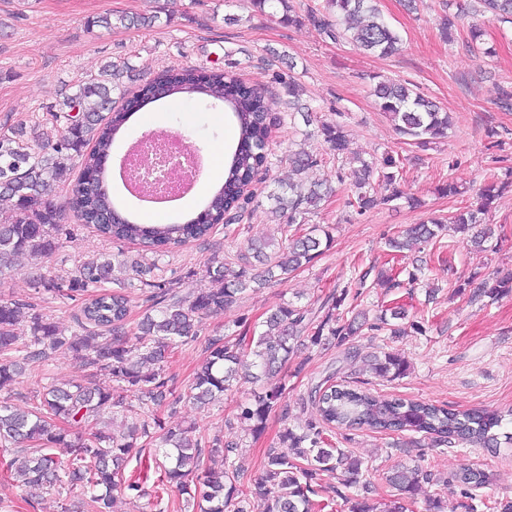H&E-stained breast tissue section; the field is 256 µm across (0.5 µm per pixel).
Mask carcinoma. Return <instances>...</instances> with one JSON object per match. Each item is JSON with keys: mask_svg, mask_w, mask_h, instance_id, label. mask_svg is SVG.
I'll use <instances>...</instances> for the list:
<instances>
[{"mask_svg": "<svg viewBox=\"0 0 512 512\" xmlns=\"http://www.w3.org/2000/svg\"><path fill=\"white\" fill-rule=\"evenodd\" d=\"M260 13L271 10L288 25L307 17L324 38L347 42L356 50L378 56L400 51L401 36L379 10L376 0H326L322 9L307 8L300 14L290 0H250ZM485 11L512 24V0H476ZM151 17L103 15L92 19L91 26L110 28L117 22L124 26H149ZM125 67L112 62L99 76L78 86L66 96L67 111L79 108V116L59 130L53 143H43L31 151L24 141L23 128L0 135V197L11 201L10 214L0 219V276L16 269L23 256L49 257L57 249L56 232L61 213L48 200V190L66 174V161L81 159V181L71 199V209L85 224L103 238L132 243L140 252H119L108 257H92L81 263L69 280H55L42 275L31 279L34 289L59 299L84 297L74 326L64 330L52 319L34 312V304L22 299L0 298V391L9 390L25 374L30 359L50 360L64 351L82 365L93 369L86 380L65 386L50 383L33 396L26 409L15 407L11 399H0V445L32 446L5 463L7 473L24 487L51 486L65 475L69 481L84 483L94 512H113L115 490L145 491L124 479V463L136 442L150 437L148 417L161 407L178 412L182 403L206 408L223 399L224 392L240 381L265 386L236 405L235 419L250 427L258 436L269 415L280 411L288 417V406L281 405L285 389L276 382L288 360L303 349L324 346L332 341L343 346L363 325L372 330L388 328L390 335L405 334L400 321L406 319L402 307L381 312L369 324L346 318L340 312L348 290L332 292L316 315L298 301L281 303L259 325L240 319L229 334L219 330L208 336L206 356L184 393L167 399L170 377L164 363L179 347L197 340L201 319L219 317L250 288L284 276L311 263L329 246V230L314 225L306 227L309 216L317 213L323 199L333 193L330 183L308 188L288 182L279 192L270 194L271 213L286 223L277 225L276 236L252 239L247 253L237 261L205 266L207 288H197L185 295L175 291V283L163 276L159 262L174 250L207 237L215 225L228 228L240 220L244 207L255 200L252 185L256 177L271 168L269 149V107L264 94L240 81L234 73L222 69L210 72L205 81L198 70L183 67L165 74L164 81L175 93L201 94L224 103V111L234 117L239 139L224 166V189L218 190L206 207L211 222L192 219L183 224H139L122 219L112 221V198L100 182L106 180L103 160L112 151V143L130 117L124 110H112V90L123 87ZM372 95L380 111L394 122L396 130L418 144L447 137L451 124L448 113L424 97L411 84L382 78L374 84ZM320 133L339 165L336 180L344 182L343 170L349 168L354 181L349 187L345 206L363 215L378 204L400 197L397 187L402 178L403 158L391 152L379 162H368L350 154L349 141L342 122H324ZM289 165L295 173L319 165L320 159L305 151L292 154ZM379 178L392 188L381 199L372 193V180ZM496 184L480 192V204L452 218L455 231L469 237V242L483 246L490 237L487 230H477L484 223L496 197ZM446 228L444 221L433 218L411 226L403 238L393 237L388 246L401 253L419 243H428ZM115 286L112 291L101 284ZM129 288H148V312L137 325L140 347H127L126 325L130 314ZM475 297L496 298L512 291V281L486 278L476 286ZM28 328L30 342L19 344L20 327ZM363 361L369 371L382 378H398L409 370L408 362L395 353L367 355ZM309 400L317 416L295 428H286L280 446L268 449L264 470L247 489L238 485L235 456L239 445L215 437L203 440L191 426L171 427L158 437L157 451L165 458L161 482L187 495L199 512H318L320 510L316 476L321 471L341 473L340 484L352 487L363 461L344 448H329L325 433L330 428L375 433L413 432L438 440L448 446L468 443L481 448L500 445L494 429L503 425L505 416L484 409L458 411L445 405L411 401L397 397L375 396L370 392L336 380L327 387L311 389ZM106 414L124 419L119 431L103 421ZM67 454L62 459L58 451ZM220 454L224 470L215 472L205 466V457ZM430 479L427 471L414 466H399L389 482L409 497L418 493ZM466 488L490 482L484 470L466 469L457 476ZM356 512H403L398 501L384 506L365 501L354 505Z\"/></svg>", "mask_w": 512, "mask_h": 512, "instance_id": "carcinoma-1", "label": "carcinoma"}]
</instances>
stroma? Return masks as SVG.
Wrapping results in <instances>:
<instances>
[{"instance_id": "35a3bbf8", "label": "stroma", "mask_w": 512, "mask_h": 512, "mask_svg": "<svg viewBox=\"0 0 512 512\" xmlns=\"http://www.w3.org/2000/svg\"><path fill=\"white\" fill-rule=\"evenodd\" d=\"M378 7L403 39L398 54H362L350 44L325 40L311 23L288 26L278 17L258 13L248 0H0V133L22 123L43 139H54L60 125L53 115L64 93L75 92L113 61L129 66L123 91L112 94L120 106L163 70L180 66L200 70L218 66L264 93L270 105L273 164L256 183L258 200L244 210L240 223L216 227L206 239L166 257V278L183 288L207 287L203 278L207 263L236 257L246 251L248 239L273 230L269 195L288 178L290 151L303 147L322 158L321 166L308 171L309 180L336 171L337 162L322 135L305 136L304 120L289 105L279 75L294 77L300 103L310 105L318 119L342 120L351 150L364 159L375 160L388 151L406 157L402 199L359 216L345 208L342 195L331 197L312 218L313 223L332 229L333 239L322 255L288 279L248 292L223 316L203 320L208 335L241 318L255 322L277 304L297 297L319 305L329 290L345 288L349 294L344 310L372 316L382 308L401 306L421 324L420 330L396 337L385 330L366 329L353 336L349 346L329 344L299 353L281 374L289 414H270L257 437L245 425L225 424L237 402L251 393L249 383L233 387L221 402L204 411L188 405L173 416L159 411L166 425L191 424L196 436L241 443L236 464L244 487L261 475L266 452L278 445L284 429L313 418L307 397L330 367L338 378L364 382L377 395L393 394L458 410L512 408V292L477 300L472 289L473 283L491 273L500 280L512 279V187L506 184L512 175V106L499 104L500 91L512 93V25L469 10L447 41L439 33L445 14L442 0H378ZM106 14H146L156 21L149 28L91 26L92 18ZM473 26L482 30L492 56L468 47ZM378 76L414 84L450 113L453 126L447 138L425 148L406 144L375 103L372 87ZM146 110L159 116L167 131L183 135L202 157H209L214 145L229 148L237 141L236 125L223 106L205 104L199 96L175 94L148 104ZM493 181L503 188L486 218L492 230L487 250L467 247L447 232L416 257L389 255L385 245L389 237L429 217L476 206L480 189ZM449 182L458 185L459 195L442 193ZM57 238L58 248L51 257L20 259L17 270L0 276V298L32 301L37 313L67 329L79 312V302L36 296L30 274L69 278L86 256H109L130 251L131 246L98 237L70 211ZM417 258L432 270L429 284L408 281ZM359 266L386 271L397 280V287L385 288L371 277L365 288H358ZM351 349L363 354L399 353L410 369L394 380L376 377L363 372L360 361L347 358ZM204 356V343L198 340L169 358L166 369L173 393L183 392ZM86 375V368L67 353L56 354L49 362L29 360L23 381L13 388V402L27 407L43 384L68 383ZM327 438L334 447L352 450L364 465L344 500L336 494L340 487L336 473H319L324 512H351L350 498L366 484L372 487L370 501L400 499V492L385 479L398 464L417 465L432 475L415 499L406 502L407 512H428L433 499L439 501L441 512H465L463 487L453 477L468 468L490 473V483L481 491L484 499L512 501V443L490 451L451 447L411 432L336 430ZM159 473L152 444L140 440L127 459L124 475L139 481L147 495L139 499L119 495L116 512H189L184 496L171 489L158 492ZM80 500L75 489L34 490L0 478V512H66L76 504L81 512H92Z\"/></svg>"}]
</instances>
